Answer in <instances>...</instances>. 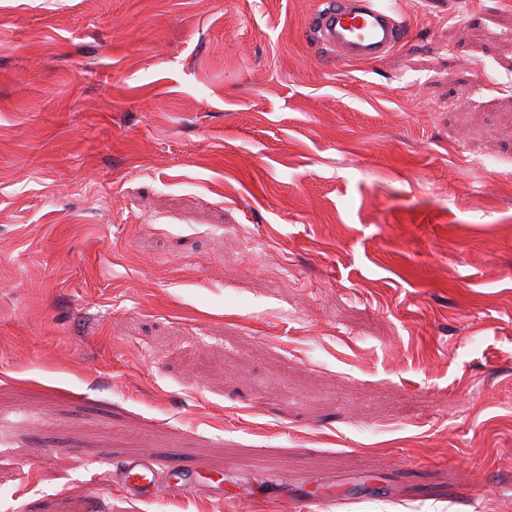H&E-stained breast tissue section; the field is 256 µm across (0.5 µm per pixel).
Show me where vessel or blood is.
<instances>
[{
    "instance_id": "1",
    "label": "vessel or blood",
    "mask_w": 512,
    "mask_h": 512,
    "mask_svg": "<svg viewBox=\"0 0 512 512\" xmlns=\"http://www.w3.org/2000/svg\"><path fill=\"white\" fill-rule=\"evenodd\" d=\"M318 42L337 60L376 62L406 38V27L396 11L380 0H323L312 20ZM125 481L129 488L162 495L149 461L128 463Z\"/></svg>"
}]
</instances>
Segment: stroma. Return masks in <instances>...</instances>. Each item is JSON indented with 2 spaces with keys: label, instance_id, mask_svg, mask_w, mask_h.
Instances as JSON below:
<instances>
[{
  "label": "stroma",
  "instance_id": "obj_1",
  "mask_svg": "<svg viewBox=\"0 0 512 512\" xmlns=\"http://www.w3.org/2000/svg\"><path fill=\"white\" fill-rule=\"evenodd\" d=\"M384 2L0 0V512H512V0ZM377 0H324L312 20L318 42L338 61L376 62L406 39L397 12ZM125 481L126 486L142 493H150L154 496L165 493V489L155 481L153 463L149 460L128 463L125 469Z\"/></svg>",
  "mask_w": 512,
  "mask_h": 512
}]
</instances>
